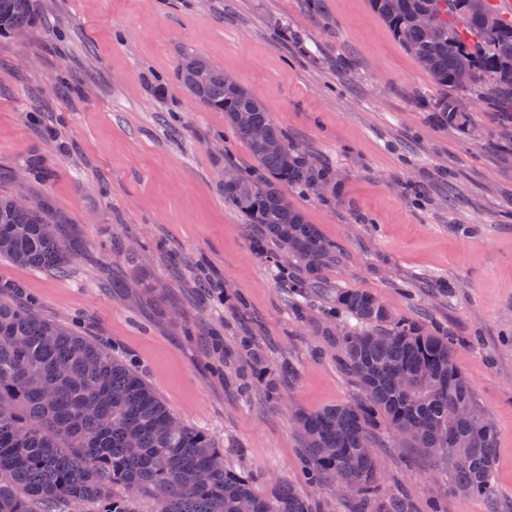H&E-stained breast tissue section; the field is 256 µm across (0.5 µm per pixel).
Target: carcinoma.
Wrapping results in <instances>:
<instances>
[{
	"label": "carcinoma",
	"instance_id": "1",
	"mask_svg": "<svg viewBox=\"0 0 512 512\" xmlns=\"http://www.w3.org/2000/svg\"><path fill=\"white\" fill-rule=\"evenodd\" d=\"M373 11L429 74L439 93L431 119L443 128L476 140L482 132L468 112H458L461 94L484 98L500 113L502 128L512 127V21L481 0H370ZM434 15L435 28L419 18ZM496 20L491 27L488 17ZM41 22L33 0H0V36L28 31ZM192 69L204 83L186 90L206 109L224 113V123L243 142L255 162L219 180L224 203L259 226L251 241L254 255H288L291 293L305 298L321 272L338 261L334 244L293 205H284L285 188L331 181L329 168L315 167L292 143L257 95L224 75L208 59L184 53L178 59L180 82ZM469 70L471 84L461 89L457 74ZM250 114V125L238 113ZM283 145L266 151L253 137ZM0 257L33 269L66 268L71 249L49 222L41 201L23 207L15 196H0ZM336 337L347 373L361 386L360 404H337L298 411L309 484L330 489L340 482L365 506L383 494L375 458L363 444L371 425L389 427L424 448L438 466H449L451 487L475 498L489 488L497 429L474 412L470 383L453 360L454 340L427 325L392 316L374 294L338 288L322 311ZM252 371L264 381L273 405L283 399L267 366L253 359ZM203 429L172 413L138 371L105 348L60 323L40 317L28 304L0 295V512H312L292 484L261 490L247 474L228 465Z\"/></svg>",
	"mask_w": 512,
	"mask_h": 512
}]
</instances>
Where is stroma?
<instances>
[{"label": "stroma", "instance_id": "35a3bbf8", "mask_svg": "<svg viewBox=\"0 0 512 512\" xmlns=\"http://www.w3.org/2000/svg\"><path fill=\"white\" fill-rule=\"evenodd\" d=\"M41 24L0 38V194L46 203L74 249L66 273L0 259L39 313L132 362L169 409L206 430L230 467L262 489L293 484L321 512L357 500L311 492L303 442L262 386L225 383V347L255 337L293 406L356 403L335 336L316 315L328 289L361 288L398 317L440 328L498 437L492 494L452 492L428 453L372 427L384 498L417 512H512V155L499 116L474 100L469 141L429 119L432 79L369 0H34ZM194 53L253 91L289 139L332 170L335 191L288 188L341 250L325 292L298 315L271 262L250 251L245 217L225 206V159L253 160L177 76ZM72 79L62 90L60 78ZM223 139V153L209 145ZM224 285L200 299L194 264ZM126 287L116 290L113 280Z\"/></svg>", "mask_w": 512, "mask_h": 512}]
</instances>
